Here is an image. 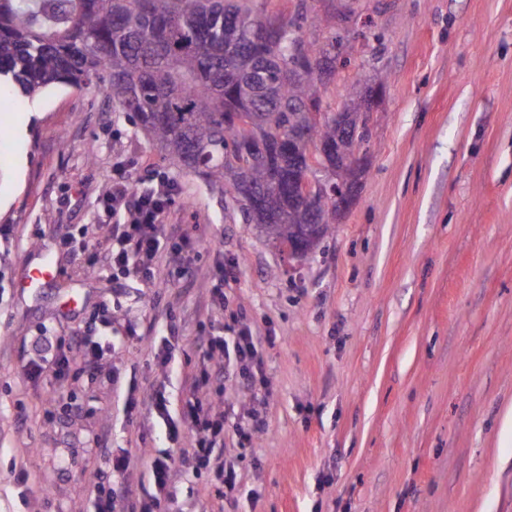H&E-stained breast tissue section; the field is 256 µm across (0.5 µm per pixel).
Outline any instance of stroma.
<instances>
[{
  "label": "stroma",
  "instance_id": "35a3bbf8",
  "mask_svg": "<svg viewBox=\"0 0 512 512\" xmlns=\"http://www.w3.org/2000/svg\"><path fill=\"white\" fill-rule=\"evenodd\" d=\"M371 21L343 36L346 66L321 90L333 112L388 74L371 123V164L355 204L310 259L288 262L230 197L168 169L127 113L92 88L0 96V512H97L96 438L127 449L138 512L149 465L177 452L149 398L180 417L215 360L202 341L249 328L265 385L245 392L224 361L226 463L239 491L177 468L174 512H512V0H359ZM116 177L176 187L172 223L199 245L163 242L151 280L89 272L62 236L104 238L101 199ZM49 259L54 277L20 287ZM231 269L223 303L212 269ZM112 308V355L61 379L24 374L48 336L94 328ZM178 345L154 361L163 337ZM139 400L129 412L128 397ZM267 423L250 443L235 427ZM28 483L18 479L20 470Z\"/></svg>",
  "mask_w": 512,
  "mask_h": 512
}]
</instances>
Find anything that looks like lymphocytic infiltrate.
<instances>
[{
  "label": "lymphocytic infiltrate",
  "mask_w": 512,
  "mask_h": 512,
  "mask_svg": "<svg viewBox=\"0 0 512 512\" xmlns=\"http://www.w3.org/2000/svg\"><path fill=\"white\" fill-rule=\"evenodd\" d=\"M174 187L166 181H158L147 189H139L125 179L113 180L111 187L102 198L105 211L111 212L114 222L109 234L97 246L74 245L75 236H88L89 227H81L79 234H66L62 241L72 248L75 261L90 269L99 264L119 272L136 271L142 279H150L157 263L160 240L171 237L176 252L193 254L198 248L197 241L187 234L170 236L165 217L173 203ZM210 353L233 354L238 369V384L242 389L252 390L262 372L261 359L255 338L249 329H240L234 340L221 336L206 339ZM79 352L85 366L92 367L105 355L111 354L112 343L108 338L98 336H77L57 349L46 353L40 360L26 363L25 370L31 382H39L45 371L63 376L69 370L72 352ZM221 370L206 371L192 382L193 396L182 411L180 419H173L170 401L164 390H155L151 396L152 415L162 419L169 426L171 441H179L182 429H189L193 436L188 447L178 453L163 452L154 458L149 466L152 489L141 505V512H161L163 504L172 502V465L209 470L215 480L223 483L227 492H234L238 485L234 466L225 465L222 455L215 448L224 440V414L215 410L212 404L204 402L200 393L208 387L213 378L221 377Z\"/></svg>",
  "instance_id": "lymphocytic-infiltrate-1"
}]
</instances>
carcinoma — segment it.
Wrapping results in <instances>:
<instances>
[{
    "label": "carcinoma",
    "instance_id": "1",
    "mask_svg": "<svg viewBox=\"0 0 512 512\" xmlns=\"http://www.w3.org/2000/svg\"><path fill=\"white\" fill-rule=\"evenodd\" d=\"M340 44L336 16L309 0L289 14H266L257 0H0V94L97 89L131 114L164 163L222 193L241 180L262 192L269 221L257 228L280 251L314 222L326 237L336 213L326 200L293 198L303 155L239 152L228 113H245L262 142L303 125L313 142L349 146L336 123L306 115L318 83L336 74Z\"/></svg>",
    "mask_w": 512,
    "mask_h": 512
}]
</instances>
